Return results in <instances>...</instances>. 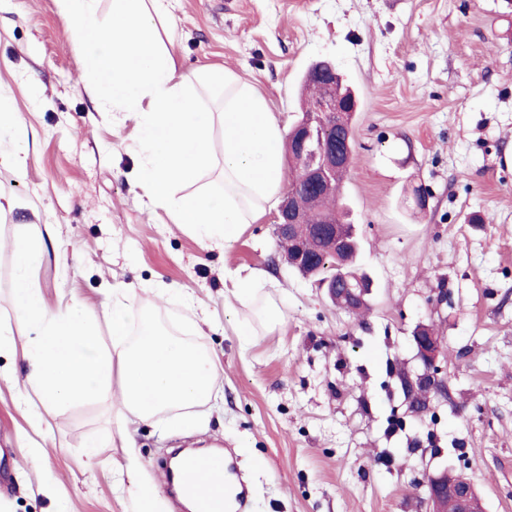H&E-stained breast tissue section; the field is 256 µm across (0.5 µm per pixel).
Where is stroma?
Masks as SVG:
<instances>
[{
    "mask_svg": "<svg viewBox=\"0 0 512 512\" xmlns=\"http://www.w3.org/2000/svg\"><path fill=\"white\" fill-rule=\"evenodd\" d=\"M169 10L178 70L231 68L283 125L299 115L313 62H332L353 87L341 198L373 282L368 304L351 313L288 269L275 209L228 248L173 224L137 182V113L96 108L55 0H0V93L28 131L21 141L0 129V328L16 325L12 253L25 233L45 242L32 276L50 307L80 304L105 337L107 296L122 285L148 314L186 326L223 371L198 429L176 430L165 413L138 426L129 450L112 445L111 394L43 410V442L0 381V512H142L112 489L131 456L156 512H187L165 479L180 447L223 450L248 512H425L418 481L444 469L470 479L485 512H512V0H170ZM255 270L283 316L271 332L260 303L224 305L232 276ZM157 284L208 321L190 325L183 305L151 293ZM239 317L260 329L245 349ZM422 326L440 338L448 380L418 409L402 381L426 370L413 342Z\"/></svg>",
    "mask_w": 512,
    "mask_h": 512,
    "instance_id": "1",
    "label": "stroma"
}]
</instances>
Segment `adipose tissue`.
<instances>
[{
    "label": "adipose tissue",
    "instance_id": "ef3b65f1",
    "mask_svg": "<svg viewBox=\"0 0 512 512\" xmlns=\"http://www.w3.org/2000/svg\"><path fill=\"white\" fill-rule=\"evenodd\" d=\"M99 0H56L70 20V37L80 44L92 74L90 96L100 108L139 113L143 163L140 182L152 203L204 244L231 246L244 225L257 223L283 184L285 128L253 87L221 67L178 71L175 28L166 0H112L109 24L98 20ZM220 153H213L214 130ZM219 163L223 201L211 192L179 193L195 184L203 169ZM44 253L39 240L15 244L11 284L18 330L0 329V353L21 355L31 367L29 387L40 406L28 409L29 424L43 435L41 407L63 411L115 388L119 413L116 437L134 447L132 428L161 413L181 412L194 421V407L208 402L219 369L193 341L166 331L127 296L112 291L108 310L112 348L103 350L94 326L78 304L49 308L30 271Z\"/></svg>",
    "mask_w": 512,
    "mask_h": 512
}]
</instances>
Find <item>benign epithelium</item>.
<instances>
[{"label": "benign epithelium", "mask_w": 512, "mask_h": 512, "mask_svg": "<svg viewBox=\"0 0 512 512\" xmlns=\"http://www.w3.org/2000/svg\"><path fill=\"white\" fill-rule=\"evenodd\" d=\"M320 95L311 100L300 120L291 126L288 139L289 152L297 156L301 163L300 179L288 187L281 198L276 216V233L297 243L292 264L323 263L345 249L348 242L347 229L341 224H317L311 229V236L320 242V248L311 254L301 243V199L306 194H320L336 189V169L350 165L352 149L348 142L336 137L327 139L323 130L334 125L341 127L348 115L356 111L355 95L341 86H336V73H321ZM341 281L346 285L347 301L344 306L353 308L364 302L371 288L350 282L348 273H341ZM414 344L418 356L429 372L409 383V391L426 387L440 392L444 380L437 378L442 368L437 365L441 352L438 337L421 328L414 334ZM422 485L427 487L428 512H446L451 505L454 512H484L480 498L472 483L462 475H454L446 470L425 478Z\"/></svg>", "instance_id": "obj_1"}]
</instances>
